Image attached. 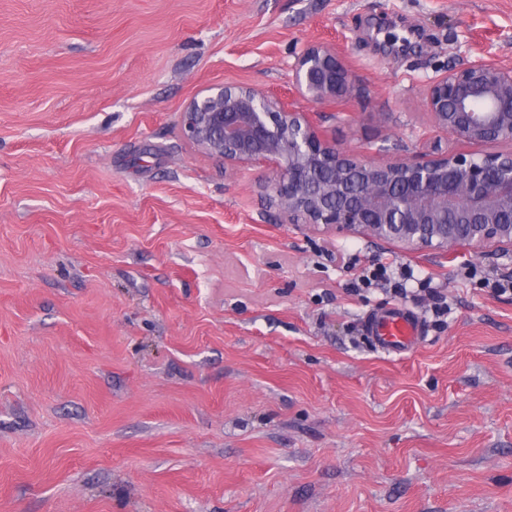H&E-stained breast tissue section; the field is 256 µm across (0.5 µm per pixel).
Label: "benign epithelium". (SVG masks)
<instances>
[{"label": "benign epithelium", "instance_id": "benign-epithelium-1", "mask_svg": "<svg viewBox=\"0 0 512 512\" xmlns=\"http://www.w3.org/2000/svg\"><path fill=\"white\" fill-rule=\"evenodd\" d=\"M293 90L314 103L344 99L354 83L336 48L298 57ZM435 124L477 145L512 141V68L478 59L434 79ZM185 141L235 176L271 169L265 191L290 224L323 225L392 243L406 254L465 249L512 257V153L451 152L374 160L322 138L307 112L251 86L206 89L179 113Z\"/></svg>", "mask_w": 512, "mask_h": 512}]
</instances>
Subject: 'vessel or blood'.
<instances>
[{
    "label": "vessel or blood",
    "instance_id": "1",
    "mask_svg": "<svg viewBox=\"0 0 512 512\" xmlns=\"http://www.w3.org/2000/svg\"><path fill=\"white\" fill-rule=\"evenodd\" d=\"M363 330L378 351L398 360L411 356L424 341L422 320L403 307L367 314Z\"/></svg>",
    "mask_w": 512,
    "mask_h": 512
}]
</instances>
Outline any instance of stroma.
Returning <instances> with one entry per match:
<instances>
[{
  "label": "stroma",
  "instance_id": "stroma-1",
  "mask_svg": "<svg viewBox=\"0 0 512 512\" xmlns=\"http://www.w3.org/2000/svg\"><path fill=\"white\" fill-rule=\"evenodd\" d=\"M334 45L343 101L290 92ZM512 67V0H0V512H512V260L284 223L180 136L252 86L380 158L473 152L429 83ZM400 261L406 295L356 290ZM425 325L393 361L363 334ZM363 330L382 354L402 360L411 356L424 341V324L412 311L403 307L367 314Z\"/></svg>",
  "mask_w": 512,
  "mask_h": 512
}]
</instances>
